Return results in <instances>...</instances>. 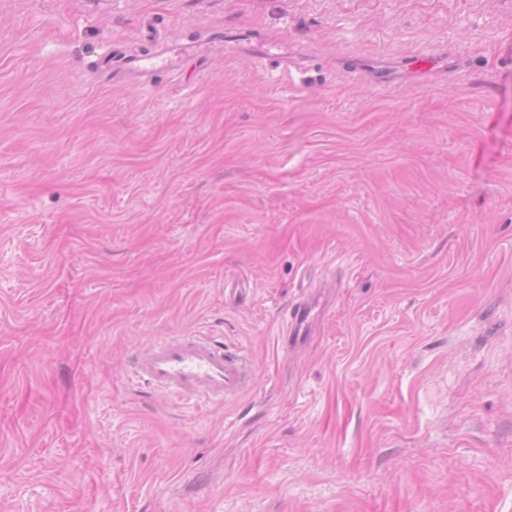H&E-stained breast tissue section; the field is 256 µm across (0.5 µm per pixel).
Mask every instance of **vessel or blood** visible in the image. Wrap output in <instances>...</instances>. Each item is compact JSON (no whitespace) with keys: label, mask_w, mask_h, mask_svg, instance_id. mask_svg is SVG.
I'll list each match as a JSON object with an SVG mask.
<instances>
[{"label":"vessel or blood","mask_w":512,"mask_h":512,"mask_svg":"<svg viewBox=\"0 0 512 512\" xmlns=\"http://www.w3.org/2000/svg\"><path fill=\"white\" fill-rule=\"evenodd\" d=\"M312 307L298 306L289 323V344L308 335ZM248 372L242 357L227 355L206 336H172L157 340L133 358V378L154 391L199 403L235 399Z\"/></svg>","instance_id":"1"}]
</instances>
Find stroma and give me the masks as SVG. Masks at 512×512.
Wrapping results in <instances>:
<instances>
[{
    "label": "stroma",
    "instance_id": "35a3bbf8",
    "mask_svg": "<svg viewBox=\"0 0 512 512\" xmlns=\"http://www.w3.org/2000/svg\"><path fill=\"white\" fill-rule=\"evenodd\" d=\"M0 512H512V0H0ZM312 310L311 305L303 304L293 311L289 323L288 346L297 344L302 336H308ZM248 372L240 356L206 336H172L157 340L133 358V379L156 392L199 403L235 399Z\"/></svg>",
    "mask_w": 512,
    "mask_h": 512
}]
</instances>
